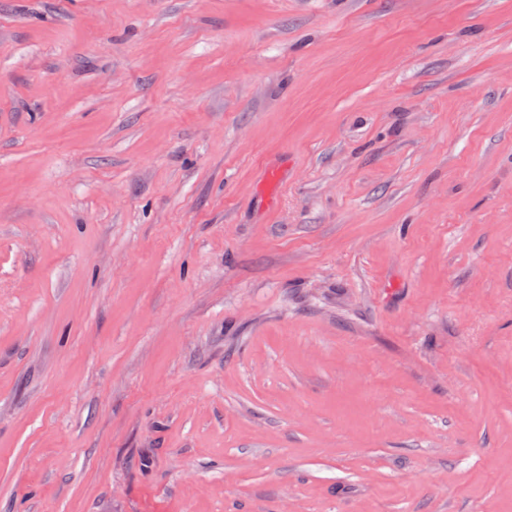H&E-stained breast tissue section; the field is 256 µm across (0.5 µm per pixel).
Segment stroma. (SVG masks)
Here are the masks:
<instances>
[{
	"instance_id": "1",
	"label": "stroma",
	"mask_w": 512,
	"mask_h": 512,
	"mask_svg": "<svg viewBox=\"0 0 512 512\" xmlns=\"http://www.w3.org/2000/svg\"><path fill=\"white\" fill-rule=\"evenodd\" d=\"M0 512H512V0H0Z\"/></svg>"
}]
</instances>
